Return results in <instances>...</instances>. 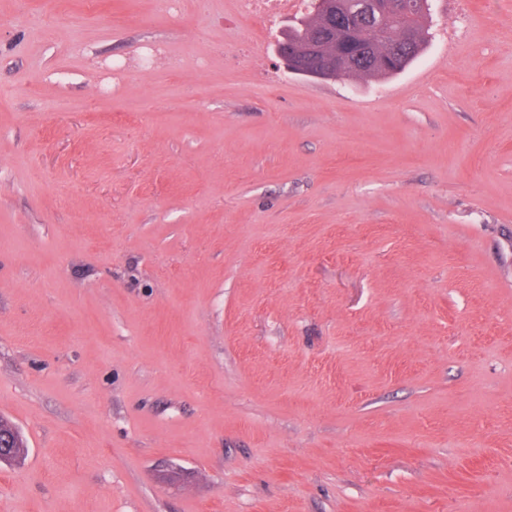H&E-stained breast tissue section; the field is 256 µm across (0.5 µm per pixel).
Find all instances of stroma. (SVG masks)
<instances>
[{"instance_id":"obj_1","label":"stroma","mask_w":512,"mask_h":512,"mask_svg":"<svg viewBox=\"0 0 512 512\" xmlns=\"http://www.w3.org/2000/svg\"><path fill=\"white\" fill-rule=\"evenodd\" d=\"M295 18L0 0V512H512V0ZM319 1V3H317ZM355 0H313L312 10L309 14L298 18L295 24L288 28L283 40L277 43V49L286 45L291 47L298 55L307 54L312 43L317 45L323 53L332 51L331 38L327 35L318 42L313 41L316 34H320L324 30L325 19L328 15L349 11ZM378 10L372 8L373 19L370 24L358 30L357 36L370 49L371 56L364 58L345 76H393L403 71L423 50L427 40L425 18L429 14V0H375ZM387 2V3H383ZM403 33H409L412 41L404 51L398 70L384 67L375 58V51L380 53L394 46ZM329 27H334L336 33L340 34V37L336 41V49L332 55L320 56L316 49H311L309 55L298 61V64L302 67H314L322 68L325 72L334 75L336 70V78L341 75L342 69L349 64L359 52H357L358 42L353 38V32L355 30L351 15L349 17L337 16L327 21ZM295 61L288 57V71L290 73L296 72L298 66ZM4 426L7 427L8 430L11 428L16 429L17 434L14 429H11L10 431H1L0 430V460L3 461L8 457L9 450H10V456L5 461H12L21 458L25 454V442L18 431V429L15 427V425L8 419L4 417H0V427ZM16 435V440L19 441V447L13 448L12 443L14 441Z\"/></svg>"}]
</instances>
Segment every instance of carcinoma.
I'll return each mask as SVG.
<instances>
[{
    "instance_id": "carcinoma-1",
    "label": "carcinoma",
    "mask_w": 512,
    "mask_h": 512,
    "mask_svg": "<svg viewBox=\"0 0 512 512\" xmlns=\"http://www.w3.org/2000/svg\"><path fill=\"white\" fill-rule=\"evenodd\" d=\"M353 0H312L309 14L295 21L288 28L277 46H288L298 55L307 54L312 45H317L322 52L332 51L331 38L325 36L318 42L313 37L324 30L325 19L330 14L342 13L352 8ZM429 14V0H378V9L372 10L370 24L358 30L357 36L370 49V56L364 58L355 67L345 72L347 76H393L395 69L383 66L375 58V53L394 46L403 33L410 34L412 41L404 51L400 69H405L423 50L427 40L425 18Z\"/></svg>"
}]
</instances>
